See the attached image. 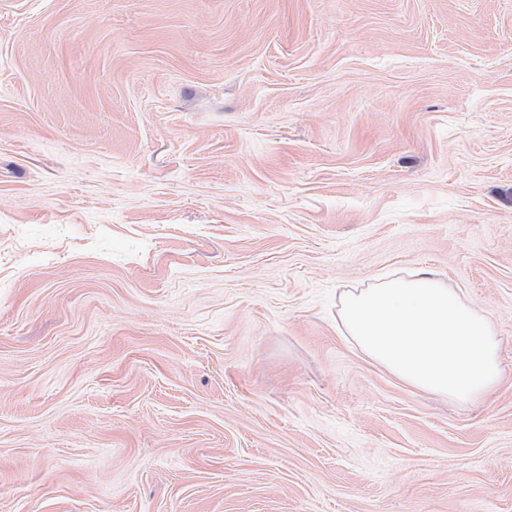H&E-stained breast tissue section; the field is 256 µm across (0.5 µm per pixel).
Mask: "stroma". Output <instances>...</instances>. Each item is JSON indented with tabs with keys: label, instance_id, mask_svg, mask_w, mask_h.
I'll list each match as a JSON object with an SVG mask.
<instances>
[{
	"label": "stroma",
	"instance_id": "35a3bbf8",
	"mask_svg": "<svg viewBox=\"0 0 512 512\" xmlns=\"http://www.w3.org/2000/svg\"><path fill=\"white\" fill-rule=\"evenodd\" d=\"M420 269L479 400L343 331ZM0 512H512V0H0Z\"/></svg>",
	"mask_w": 512,
	"mask_h": 512
}]
</instances>
